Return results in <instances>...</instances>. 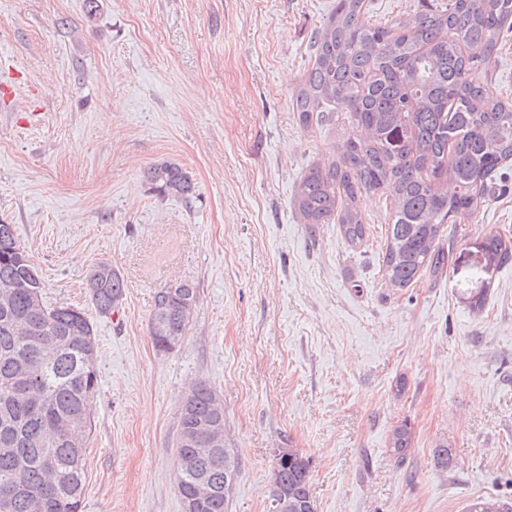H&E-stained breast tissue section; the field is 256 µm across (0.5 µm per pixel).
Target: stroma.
Returning <instances> with one entry per match:
<instances>
[{
  "mask_svg": "<svg viewBox=\"0 0 512 512\" xmlns=\"http://www.w3.org/2000/svg\"><path fill=\"white\" fill-rule=\"evenodd\" d=\"M448 0H365L392 24ZM336 0H0V221L15 225L53 304L84 309L99 391L84 512H186L174 483L181 404L224 402L239 475L227 512H268L273 448L310 461L315 512H462L512 502V164L446 225L442 274L389 287V210L362 195L364 241L302 223L295 189L351 134L303 128L293 94ZM175 162L196 197L144 177ZM106 260L125 295L83 287ZM193 280L182 343L149 336L156 291ZM408 424L406 459L389 447ZM451 449L441 463L438 451ZM85 288L96 310L109 315L122 304L125 294L124 281L112 264L99 261L92 266L85 279Z\"/></svg>",
  "mask_w": 512,
  "mask_h": 512,
  "instance_id": "1",
  "label": "stroma"
}]
</instances>
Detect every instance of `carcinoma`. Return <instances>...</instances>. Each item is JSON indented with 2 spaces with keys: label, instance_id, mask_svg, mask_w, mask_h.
Listing matches in <instances>:
<instances>
[{
  "label": "carcinoma",
  "instance_id": "cac0c4a2",
  "mask_svg": "<svg viewBox=\"0 0 512 512\" xmlns=\"http://www.w3.org/2000/svg\"><path fill=\"white\" fill-rule=\"evenodd\" d=\"M512 29V0H449L393 25L366 21L364 0H336L317 29L313 62L292 100L304 128L345 119L359 133L340 158L310 167L293 204L305 224H337L357 244L366 234L359 206L364 193L390 201L382 276L406 288L423 274L443 272L448 252L444 226L486 201L494 173L512 160V104L489 90L486 63ZM146 181L160 197L189 203L195 184L181 165L150 166ZM512 261V240L486 246ZM15 225L0 222V512H81L85 445L73 432H91L99 389L97 340L82 310L51 305ZM85 288L102 315L125 294L112 264L99 261ZM197 285L182 279L159 289L149 321L154 347L163 337L185 336ZM219 422L224 404L207 382L197 383L180 413V467L175 486L187 512H226L238 473L233 449L214 443L204 426ZM408 425L390 439L402 459L411 448ZM310 462L290 449L269 497L286 512H314Z\"/></svg>",
  "mask_w": 512,
  "mask_h": 512
}]
</instances>
